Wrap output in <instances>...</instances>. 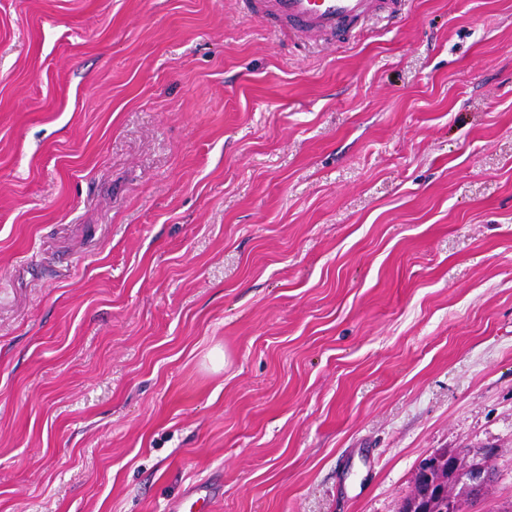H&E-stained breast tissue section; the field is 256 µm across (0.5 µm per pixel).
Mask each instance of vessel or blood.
<instances>
[{"mask_svg":"<svg viewBox=\"0 0 512 512\" xmlns=\"http://www.w3.org/2000/svg\"><path fill=\"white\" fill-rule=\"evenodd\" d=\"M247 7L305 40L348 34L358 21L388 10L386 0H249Z\"/></svg>","mask_w":512,"mask_h":512,"instance_id":"obj_1","label":"vessel or blood"}]
</instances>
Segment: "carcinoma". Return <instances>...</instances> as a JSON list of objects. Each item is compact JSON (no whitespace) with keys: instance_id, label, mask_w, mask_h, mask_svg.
Here are the masks:
<instances>
[{"instance_id":"1","label":"carcinoma","mask_w":512,"mask_h":512,"mask_svg":"<svg viewBox=\"0 0 512 512\" xmlns=\"http://www.w3.org/2000/svg\"><path fill=\"white\" fill-rule=\"evenodd\" d=\"M451 458L457 462V466L450 469L444 464L433 471L432 479L422 482L420 487L403 501L400 512H409V507L417 498L427 505L428 512H466L467 508L474 506L466 476L476 462L467 463L454 453L451 454Z\"/></svg>"}]
</instances>
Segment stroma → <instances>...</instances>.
<instances>
[{
    "mask_svg": "<svg viewBox=\"0 0 512 512\" xmlns=\"http://www.w3.org/2000/svg\"><path fill=\"white\" fill-rule=\"evenodd\" d=\"M512 504V0L301 42L0 0V512ZM452 459H454L458 465L454 466L452 460H448V465L444 464L438 469L432 472V486L437 484V487L433 488L430 492L429 480L423 481L419 488H415L413 494L406 498L400 507V512H411L409 507L416 498L421 499V504H426L428 511L426 512H465L468 507L474 506L473 494L480 499V495L484 486V482L487 479L485 475V469L483 467H476L470 474L467 482L466 476L468 470L474 465L482 463V459L479 461L472 460L471 463H467L464 459L459 458L458 455L448 452ZM449 455L441 452H435L422 458L418 463L415 475L418 472L430 475V470L437 466L439 462H443L449 459ZM448 468H452L448 471ZM443 486L447 489V493L444 496H436V489Z\"/></svg>",
    "mask_w": 512,
    "mask_h": 512,
    "instance_id": "35a3bbf8",
    "label": "stroma"
}]
</instances>
